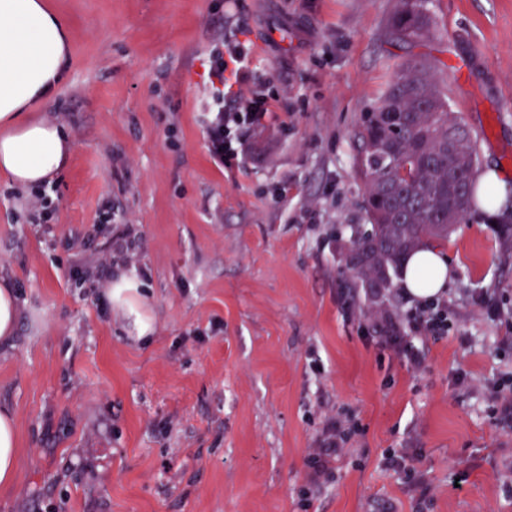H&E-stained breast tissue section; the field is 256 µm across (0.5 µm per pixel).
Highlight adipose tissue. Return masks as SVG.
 <instances>
[{
	"instance_id": "ef3b65f1",
	"label": "adipose tissue",
	"mask_w": 512,
	"mask_h": 512,
	"mask_svg": "<svg viewBox=\"0 0 512 512\" xmlns=\"http://www.w3.org/2000/svg\"><path fill=\"white\" fill-rule=\"evenodd\" d=\"M69 52V34L44 0H0V173L20 187L49 183L72 153L63 128L36 113L56 98ZM452 277L446 254L422 250L409 257L403 286L430 298ZM19 448L16 416L0 406V487L16 480Z\"/></svg>"
}]
</instances>
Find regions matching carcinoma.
Returning <instances> with one entry per match:
<instances>
[{
	"label": "carcinoma",
	"mask_w": 512,
	"mask_h": 512,
	"mask_svg": "<svg viewBox=\"0 0 512 512\" xmlns=\"http://www.w3.org/2000/svg\"><path fill=\"white\" fill-rule=\"evenodd\" d=\"M402 39L430 32L424 0H402L392 20ZM448 99L423 62L400 65L374 119H364L356 138V170L365 185L370 225L354 241L346 270L372 301L384 304L393 276L413 252L448 239L437 226L448 210L463 221L471 210L492 203L480 184L481 159L470 130L443 110Z\"/></svg>",
	"instance_id": "obj_1"
}]
</instances>
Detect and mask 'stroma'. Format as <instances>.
<instances>
[{
  "label": "stroma",
  "mask_w": 512,
  "mask_h": 512,
  "mask_svg": "<svg viewBox=\"0 0 512 512\" xmlns=\"http://www.w3.org/2000/svg\"><path fill=\"white\" fill-rule=\"evenodd\" d=\"M46 2L71 53L43 110L73 151L47 185L0 175V280L22 304L0 350L21 448L0 512H415L388 449L428 487L425 512H512L493 399L512 371V242L475 215L449 234L452 327L410 335L418 372L381 344L342 261L367 222L354 132L403 61L428 64L483 171L512 182V0H426L417 42L392 34L400 0ZM228 35L249 71L218 80ZM217 89L272 106L232 168L209 150ZM118 238L144 339L80 276ZM330 416L359 432L306 508Z\"/></svg>",
  "instance_id": "obj_1"
}]
</instances>
